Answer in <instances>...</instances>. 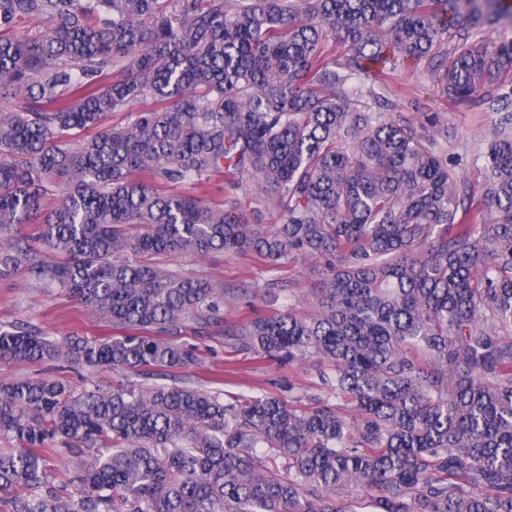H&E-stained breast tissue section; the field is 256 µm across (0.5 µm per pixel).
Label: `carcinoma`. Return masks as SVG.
I'll list each match as a JSON object with an SVG mask.
<instances>
[{
	"instance_id": "1",
	"label": "carcinoma",
	"mask_w": 512,
	"mask_h": 512,
	"mask_svg": "<svg viewBox=\"0 0 512 512\" xmlns=\"http://www.w3.org/2000/svg\"><path fill=\"white\" fill-rule=\"evenodd\" d=\"M486 11L512 29V0H0V279L23 270L114 331L0 327V361L126 376L0 381L5 512H512V120L476 190L367 85L429 59L466 103L512 76V36L478 39ZM221 170L282 223L210 200ZM217 252L319 263L307 316L224 324L245 361L314 362L286 399L139 381L200 364L183 329L252 292L146 257ZM158 107L151 97H144L131 102L121 111L109 112L102 118L101 128L124 127L136 120L140 112L149 111Z\"/></svg>"
}]
</instances>
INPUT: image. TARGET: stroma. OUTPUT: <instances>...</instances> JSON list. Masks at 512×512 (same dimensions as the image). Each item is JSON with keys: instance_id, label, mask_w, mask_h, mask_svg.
<instances>
[{"instance_id": "obj_1", "label": "stroma", "mask_w": 512, "mask_h": 512, "mask_svg": "<svg viewBox=\"0 0 512 512\" xmlns=\"http://www.w3.org/2000/svg\"><path fill=\"white\" fill-rule=\"evenodd\" d=\"M382 96L403 104V115L414 124L432 118L438 132L443 136L442 146L449 156L460 162L458 171L472 184L483 179L482 164L477 159L482 140L491 131L497 118L489 103L499 93L497 86L483 88L476 102L460 105L447 99L433 82L424 65H410L386 77L380 90ZM261 188L257 182L244 180L238 190L229 192L238 212L246 215L252 223L268 227L280 223L279 211L263 208L258 204ZM176 267L184 272L202 276L230 288L238 287L245 280L262 283L269 279L283 278L293 281L299 288L298 299L290 301L279 298L277 302L258 303L248 308L246 302H239L224 312L225 322H237L250 316L252 310L274 313L287 308L299 315L310 310L309 291L318 287L319 275L309 264L301 261H284L273 265L254 255L228 256L214 253L205 258L184 256L175 259ZM25 320L41 326L51 336L61 339L72 334L99 336L107 331L104 323L95 319L87 310L65 294L41 287L26 274L0 280V327ZM185 342L198 348L200 363L190 370H172L165 378L166 383L186 384L208 390H231L236 384L278 383L292 384L294 388L304 387L311 372L308 366L280 364L273 361H243L238 365L234 378H227L224 369L231 356L224 346V338L215 334L208 338L185 331ZM55 376L71 383L112 389L123 382L121 373L109 369H78L50 366L44 363H1L0 381L20 378Z\"/></svg>"}]
</instances>
